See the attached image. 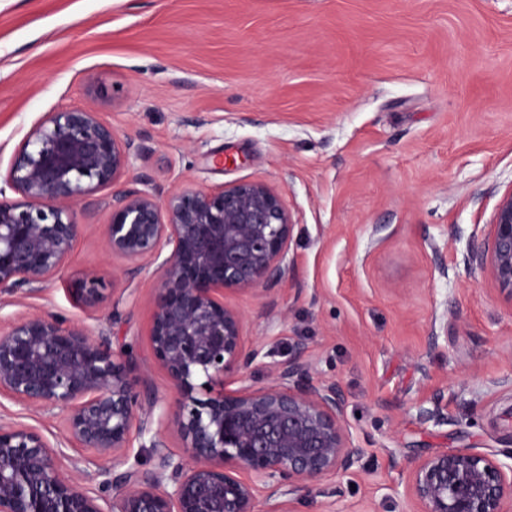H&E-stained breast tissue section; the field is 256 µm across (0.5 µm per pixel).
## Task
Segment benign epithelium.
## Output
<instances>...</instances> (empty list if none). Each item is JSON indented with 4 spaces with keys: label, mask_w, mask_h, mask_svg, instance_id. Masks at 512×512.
I'll return each mask as SVG.
<instances>
[{
    "label": "benign epithelium",
    "mask_w": 512,
    "mask_h": 512,
    "mask_svg": "<svg viewBox=\"0 0 512 512\" xmlns=\"http://www.w3.org/2000/svg\"><path fill=\"white\" fill-rule=\"evenodd\" d=\"M134 143L99 117L97 101L51 112L14 154L4 181L20 198L0 201V294L44 284L63 268L79 233L75 207L126 176ZM112 196L103 227L107 251L136 268L156 266L149 343L172 381L178 410L142 393L130 360L104 336L41 314L0 330V395L28 411L65 412L64 440L126 469L103 472L99 491L84 486L75 462L56 464L61 441L0 418V512H292L296 491L343 475L361 449L344 423L338 383L309 379L308 365L269 360L247 345L245 317L224 293L259 291L289 263L295 220L269 184L236 181L217 191L190 186L161 199L152 185ZM471 259L489 267L512 303V188L495 208L490 243ZM94 271L77 292L94 301ZM264 371L255 388L245 373ZM242 385L224 388L226 373ZM443 424L440 402L418 407ZM156 449L151 467L131 453V431ZM184 453L163 450L165 425ZM407 512H512V467L468 448L416 459L408 472Z\"/></svg>",
    "instance_id": "7a95c632"
}]
</instances>
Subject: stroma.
Returning <instances> with one entry per match:
<instances>
[{"instance_id":"35a3bbf8","label":"stroma","mask_w":512,"mask_h":512,"mask_svg":"<svg viewBox=\"0 0 512 512\" xmlns=\"http://www.w3.org/2000/svg\"><path fill=\"white\" fill-rule=\"evenodd\" d=\"M92 98L141 151L77 206L62 271L1 321L104 332L173 406L148 339L159 273L108 254L112 194L261 180L294 215L288 269L225 300L251 340L339 384L361 450L296 512H401L411 462L436 451L512 466V304L468 262L512 188V0H0V170ZM436 399L447 423L419 420Z\"/></svg>"}]
</instances>
